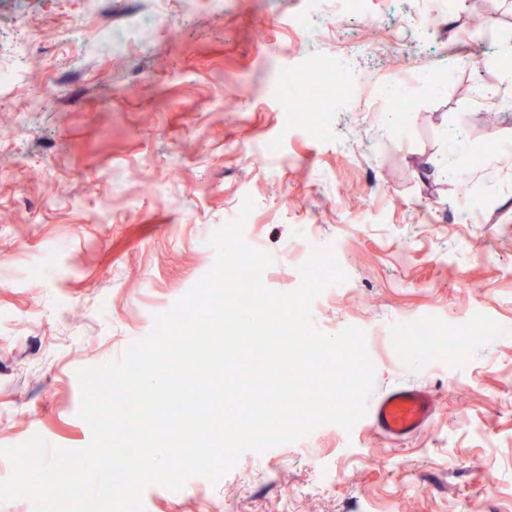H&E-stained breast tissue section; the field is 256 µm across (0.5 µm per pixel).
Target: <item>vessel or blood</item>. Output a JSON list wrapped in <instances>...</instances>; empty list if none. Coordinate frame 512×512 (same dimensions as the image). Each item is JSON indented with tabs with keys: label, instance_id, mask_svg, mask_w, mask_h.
<instances>
[{
	"label": "vessel or blood",
	"instance_id": "b4317fda",
	"mask_svg": "<svg viewBox=\"0 0 512 512\" xmlns=\"http://www.w3.org/2000/svg\"><path fill=\"white\" fill-rule=\"evenodd\" d=\"M434 409V397L424 388L402 386L366 404L365 421L386 438L401 442L421 432Z\"/></svg>",
	"mask_w": 512,
	"mask_h": 512
}]
</instances>
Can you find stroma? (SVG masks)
Here are the masks:
<instances>
[{
	"label": "stroma",
	"mask_w": 512,
	"mask_h": 512,
	"mask_svg": "<svg viewBox=\"0 0 512 512\" xmlns=\"http://www.w3.org/2000/svg\"><path fill=\"white\" fill-rule=\"evenodd\" d=\"M20 40L23 82L51 79L58 95L0 91V448L36 434L87 445L78 371L152 331L249 197L244 238L272 257L266 286L297 289L309 246L332 248L347 278L314 301L313 327L362 329L373 396L421 386L434 414L402 442L363 421L317 426L218 481L147 486L144 512H512V155L469 167L488 197L469 220L447 176L512 143L497 104L512 94L498 64L512 0H167L161 15L105 0L94 20L80 0H0V66ZM335 48L355 93L325 101L315 135L282 86ZM396 97L411 111H390ZM425 319L491 331L457 359L395 343Z\"/></svg>",
	"instance_id": "stroma-1"
}]
</instances>
